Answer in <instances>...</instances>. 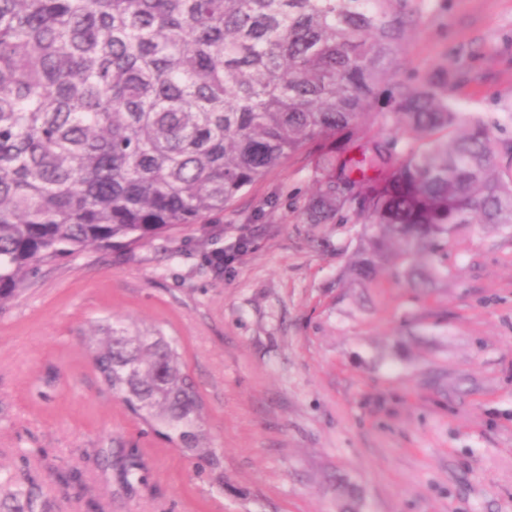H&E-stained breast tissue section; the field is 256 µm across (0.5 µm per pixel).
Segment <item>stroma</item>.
Masks as SVG:
<instances>
[{
	"mask_svg": "<svg viewBox=\"0 0 512 512\" xmlns=\"http://www.w3.org/2000/svg\"><path fill=\"white\" fill-rule=\"evenodd\" d=\"M395 80L444 73L458 109L512 142V0H410ZM303 147L223 213L140 244L41 266L0 308V472L31 475L36 512H512V235L462 226L448 275L415 293L343 279L360 230L309 224ZM246 240L222 271L206 255ZM178 339L221 469L193 461L97 384L83 348L106 320ZM99 448L139 449L127 492ZM56 482L64 490H76L77 495L84 499L87 512H103L100 503L90 493L85 483L83 472L78 468L56 473Z\"/></svg>",
	"mask_w": 512,
	"mask_h": 512,
	"instance_id": "1",
	"label": "stroma"
}]
</instances>
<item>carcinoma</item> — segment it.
Here are the masks:
<instances>
[{
	"mask_svg": "<svg viewBox=\"0 0 512 512\" xmlns=\"http://www.w3.org/2000/svg\"><path fill=\"white\" fill-rule=\"evenodd\" d=\"M410 22L407 0H0V306L45 263L224 212L312 143L306 222L362 225L343 276L392 269L430 287L460 226L512 229V144L444 80L393 82ZM389 83L394 135L346 157L336 133L364 126ZM100 332L87 349L104 389L219 468L178 341L119 321ZM97 456L144 482L135 453ZM56 482L103 512L80 469ZM33 484L0 475L10 499Z\"/></svg>",
	"mask_w": 512,
	"mask_h": 512,
	"instance_id": "cac0c4a2",
	"label": "carcinoma"
}]
</instances>
